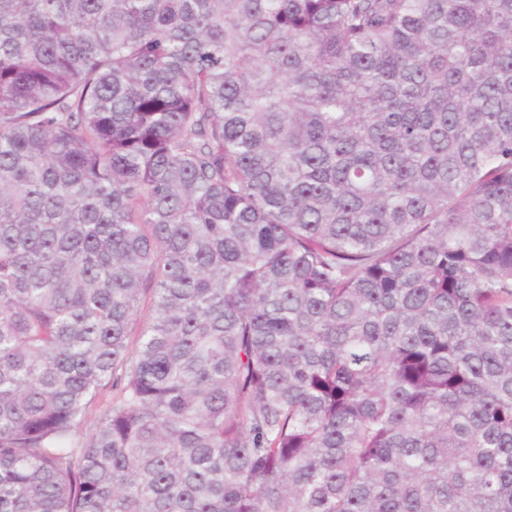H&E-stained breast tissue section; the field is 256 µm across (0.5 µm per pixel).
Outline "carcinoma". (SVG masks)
<instances>
[{
	"label": "carcinoma",
	"instance_id": "cac0c4a2",
	"mask_svg": "<svg viewBox=\"0 0 512 512\" xmlns=\"http://www.w3.org/2000/svg\"><path fill=\"white\" fill-rule=\"evenodd\" d=\"M0 512H512V0H0ZM114 395L115 391L112 390L111 383L101 388L98 396L86 409L81 423L73 433L72 443L75 447L86 444L93 433L98 430L100 419L105 409L112 404Z\"/></svg>",
	"mask_w": 512,
	"mask_h": 512
}]
</instances>
